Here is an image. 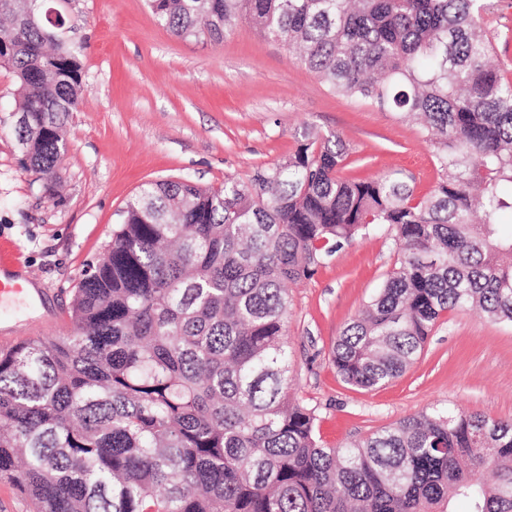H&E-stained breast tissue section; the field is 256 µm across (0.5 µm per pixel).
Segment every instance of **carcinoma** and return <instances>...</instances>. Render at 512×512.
Wrapping results in <instances>:
<instances>
[{
  "label": "carcinoma",
  "mask_w": 512,
  "mask_h": 512,
  "mask_svg": "<svg viewBox=\"0 0 512 512\" xmlns=\"http://www.w3.org/2000/svg\"><path fill=\"white\" fill-rule=\"evenodd\" d=\"M176 38L247 20L335 95L413 119L437 181L340 175L338 135L219 188L141 185L83 273L61 336L0 351V479L32 512H512V421L432 406L342 448L288 395V284L387 225L400 258L336 337L370 390L402 376L442 316L512 322V79L491 67L483 0H148ZM0 14L15 129L49 194L84 96L66 20Z\"/></svg>",
  "instance_id": "obj_1"
}]
</instances>
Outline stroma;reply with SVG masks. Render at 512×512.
I'll list each match as a JSON object with an SVG mask.
<instances>
[{"instance_id":"obj_1","label":"stroma","mask_w":512,"mask_h":512,"mask_svg":"<svg viewBox=\"0 0 512 512\" xmlns=\"http://www.w3.org/2000/svg\"><path fill=\"white\" fill-rule=\"evenodd\" d=\"M85 45V94L49 195L14 136L17 83L0 67V241L15 243L40 303L0 306V326L25 329L53 314L72 327L73 290L112 240L127 201L150 180L219 186L294 154L306 133L339 135L344 175L399 171L418 191L437 172L413 123L341 98L281 45L239 23L221 42L181 40L146 0H69ZM389 228L356 239L309 280L291 285V396L318 406L328 448L362 440L434 405L512 420V323L472 311L445 315L415 363L375 390L346 385L331 362L336 336L393 270Z\"/></svg>"}]
</instances>
